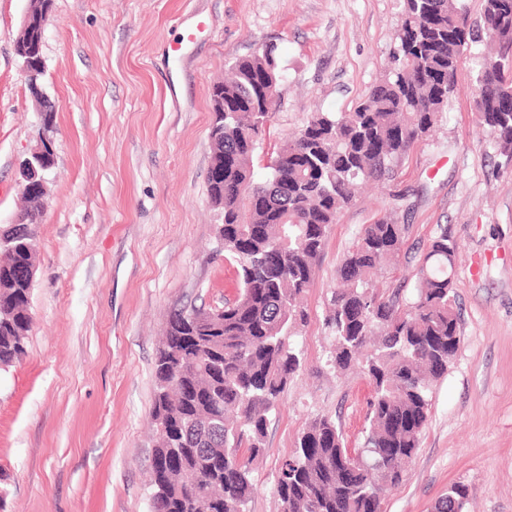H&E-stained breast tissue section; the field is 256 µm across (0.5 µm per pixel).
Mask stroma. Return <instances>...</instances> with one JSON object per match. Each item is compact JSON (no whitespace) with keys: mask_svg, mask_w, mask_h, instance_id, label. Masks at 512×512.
<instances>
[{"mask_svg":"<svg viewBox=\"0 0 512 512\" xmlns=\"http://www.w3.org/2000/svg\"><path fill=\"white\" fill-rule=\"evenodd\" d=\"M27 0H0V225L23 205L21 167L41 130L15 43ZM402 0H54L44 34L56 102L19 363L0 369V512H150L154 362L170 315L221 305L238 286L208 198L211 89L259 47L283 69L266 163L316 112L353 111L384 75ZM476 58L448 112L393 181L329 228L298 329L300 369L270 414L250 512H281L282 459L316 416L360 448L370 386L327 359L336 271L361 228L400 196L401 254L380 288L412 289L432 240L458 245L461 342L433 390L421 446L386 512H433L460 482L468 512H512V162L480 126Z\"/></svg>","mask_w":512,"mask_h":512,"instance_id":"stroma-1","label":"stroma"}]
</instances>
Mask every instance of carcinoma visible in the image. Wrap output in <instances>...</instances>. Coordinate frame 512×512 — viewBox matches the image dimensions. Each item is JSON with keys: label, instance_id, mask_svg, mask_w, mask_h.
Returning <instances> with one entry per match:
<instances>
[{"label": "carcinoma", "instance_id": "1", "mask_svg": "<svg viewBox=\"0 0 512 512\" xmlns=\"http://www.w3.org/2000/svg\"><path fill=\"white\" fill-rule=\"evenodd\" d=\"M475 35L462 0H404L391 66L351 112H321L276 151L262 174L251 166L272 112L267 92L283 79L273 49L236 60L212 89L213 155L208 196L224 222V255L238 265L223 310L173 313L154 364L151 512H247L250 464L263 451L269 414L301 366L296 328L329 226L368 182L394 179L413 146L443 118L463 51L480 60L478 119L512 161V0H483ZM465 50H460V47ZM224 101H219V96ZM224 114H219V105ZM3 229L0 367L26 354L40 203ZM408 225L392 205L366 224L337 270L325 328L329 365L370 380L368 427L359 458L336 423L310 421L281 463V512H384L420 447L434 384L460 343L451 271L457 244L443 227L420 259L409 296L371 288L396 263ZM467 485L448 488L434 512H464Z\"/></svg>", "mask_w": 512, "mask_h": 512}]
</instances>
